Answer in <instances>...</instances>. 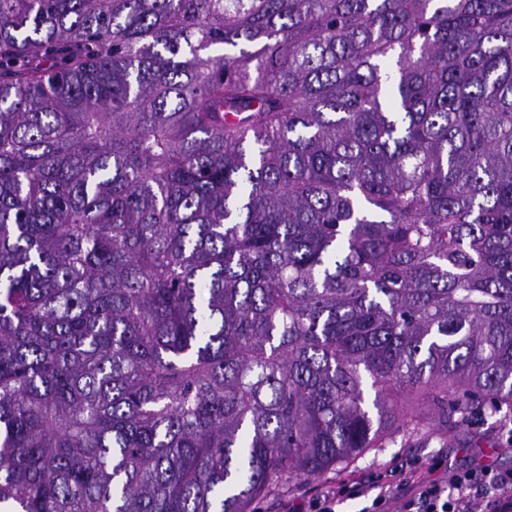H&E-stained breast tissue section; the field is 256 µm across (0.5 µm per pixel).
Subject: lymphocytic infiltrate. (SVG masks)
Segmentation results:
<instances>
[{"label": "lymphocytic infiltrate", "mask_w": 512, "mask_h": 512, "mask_svg": "<svg viewBox=\"0 0 512 512\" xmlns=\"http://www.w3.org/2000/svg\"><path fill=\"white\" fill-rule=\"evenodd\" d=\"M351 491L370 499L367 512H512V471L489 465L452 471L444 479L416 471L408 489L378 479L339 482L299 510L286 506L281 512H335L337 500Z\"/></svg>", "instance_id": "lymphocytic-infiltrate-1"}]
</instances>
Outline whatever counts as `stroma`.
<instances>
[{
    "instance_id": "stroma-1",
    "label": "stroma",
    "mask_w": 512,
    "mask_h": 512,
    "mask_svg": "<svg viewBox=\"0 0 512 512\" xmlns=\"http://www.w3.org/2000/svg\"><path fill=\"white\" fill-rule=\"evenodd\" d=\"M497 420V413L488 412L464 426L449 428L444 434L416 433L400 428L387 447L366 453L345 469L330 470L311 480L276 489L254 503V512H279L282 499L312 498L320 495L330 483L376 476L385 473L395 462L408 469L430 468L438 476L448 468L467 470L479 464L512 471V447H505L500 442Z\"/></svg>"
}]
</instances>
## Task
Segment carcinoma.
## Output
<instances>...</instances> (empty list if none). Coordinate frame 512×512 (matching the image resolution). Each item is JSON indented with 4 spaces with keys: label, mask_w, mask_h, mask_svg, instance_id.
<instances>
[{
    "label": "carcinoma",
    "mask_w": 512,
    "mask_h": 512,
    "mask_svg": "<svg viewBox=\"0 0 512 512\" xmlns=\"http://www.w3.org/2000/svg\"><path fill=\"white\" fill-rule=\"evenodd\" d=\"M503 407L512 0H0V512H251Z\"/></svg>",
    "instance_id": "obj_1"
}]
</instances>
